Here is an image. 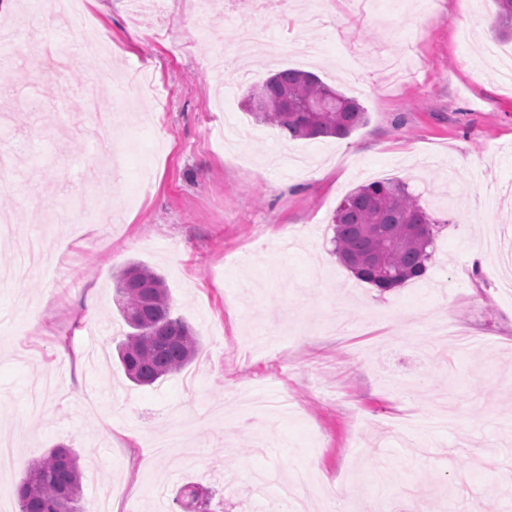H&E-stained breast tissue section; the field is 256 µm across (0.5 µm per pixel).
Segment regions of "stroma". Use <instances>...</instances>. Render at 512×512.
Wrapping results in <instances>:
<instances>
[{"mask_svg":"<svg viewBox=\"0 0 512 512\" xmlns=\"http://www.w3.org/2000/svg\"><path fill=\"white\" fill-rule=\"evenodd\" d=\"M88 0L116 72L154 74L167 101L130 95L116 132L87 107L119 92L88 39L52 31L60 65H31L45 21L38 0H0L16 33L0 63V146L19 147L0 213L68 251L60 277L0 284V512H19L25 468L52 446L80 455L83 512H163L178 489H211L226 512H279L296 481L312 512L326 499L383 512H512V83L487 63L512 42L495 0ZM306 38L307 64L357 100L366 122L345 138L291 140L256 122L249 88L279 65L268 27ZM255 37L226 89L210 58L233 27ZM325 177H317V170ZM404 181L435 221L421 278L382 291L334 252L346 194ZM500 237V251L484 242ZM484 251L485 263L471 257ZM131 262L165 280L201 351L183 373L138 387L115 347L127 332L113 302ZM61 299H54V292ZM95 317H87V310ZM456 323L475 346L422 352ZM79 397H71L73 385ZM183 427L181 443L137 471L143 444Z\"/></svg>","mask_w":512,"mask_h":512,"instance_id":"stroma-1","label":"stroma"}]
</instances>
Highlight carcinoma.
Here are the masks:
<instances>
[{
  "label": "carcinoma",
  "instance_id": "carcinoma-1",
  "mask_svg": "<svg viewBox=\"0 0 512 512\" xmlns=\"http://www.w3.org/2000/svg\"><path fill=\"white\" fill-rule=\"evenodd\" d=\"M498 34L512 35V0H496ZM247 109L256 121L278 127L290 138H344L363 125L366 112L354 99L318 77L281 70L253 87ZM431 215L403 183L373 181L347 194L336 208V253L360 280L381 290L422 277L430 258ZM115 302L132 332L118 344L126 376L153 385L192 363L201 343L192 327L172 314L164 279L138 262L116 277ZM82 473L70 448H53L32 462L19 481L20 512H81ZM176 503L183 512H212L209 498L186 488Z\"/></svg>",
  "mask_w": 512,
  "mask_h": 512
}]
</instances>
